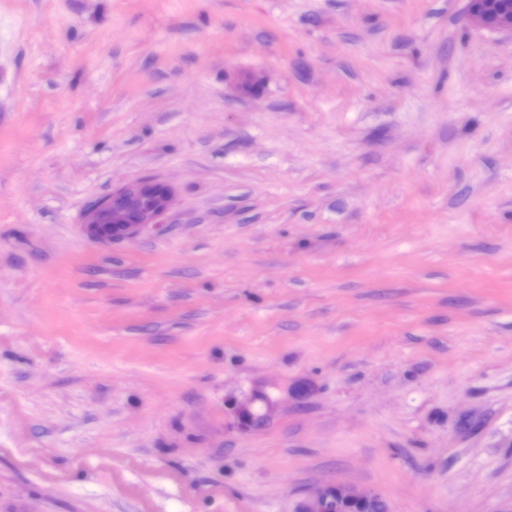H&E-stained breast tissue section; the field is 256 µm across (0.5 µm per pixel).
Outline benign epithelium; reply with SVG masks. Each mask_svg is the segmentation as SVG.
Masks as SVG:
<instances>
[{"mask_svg": "<svg viewBox=\"0 0 512 512\" xmlns=\"http://www.w3.org/2000/svg\"><path fill=\"white\" fill-rule=\"evenodd\" d=\"M469 22L480 28L512 33V0H467ZM173 192L169 185L143 180L128 183L112 190V194L94 204L86 213L84 228L87 236L98 242L132 240L170 207ZM379 501L371 490L350 485H327L316 490L302 512H327L331 496Z\"/></svg>", "mask_w": 512, "mask_h": 512, "instance_id": "obj_1", "label": "benign epithelium"}]
</instances>
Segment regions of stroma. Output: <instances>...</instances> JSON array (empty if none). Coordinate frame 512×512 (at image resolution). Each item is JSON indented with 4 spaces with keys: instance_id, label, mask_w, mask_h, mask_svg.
Masks as SVG:
<instances>
[{
    "instance_id": "35a3bbf8",
    "label": "stroma",
    "mask_w": 512,
    "mask_h": 512,
    "mask_svg": "<svg viewBox=\"0 0 512 512\" xmlns=\"http://www.w3.org/2000/svg\"><path fill=\"white\" fill-rule=\"evenodd\" d=\"M465 7L0 0V512H512V33ZM147 199L152 203L145 207L142 203ZM172 199V189L163 182L143 180L122 185L88 210L85 232L98 242L132 240L146 226L158 223ZM101 225H110L112 234L105 233ZM343 498H356L365 501H381L378 493L364 490L350 485H327L316 490L306 502L301 512H327V504L331 496ZM330 512H385L381 503L346 502L331 498Z\"/></svg>"
}]
</instances>
